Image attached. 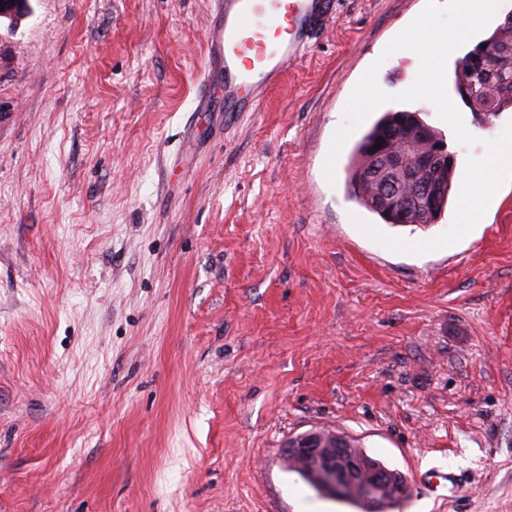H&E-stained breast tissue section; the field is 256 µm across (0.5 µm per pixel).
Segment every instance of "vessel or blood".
<instances>
[{"mask_svg": "<svg viewBox=\"0 0 512 512\" xmlns=\"http://www.w3.org/2000/svg\"><path fill=\"white\" fill-rule=\"evenodd\" d=\"M332 18L331 0H216L198 110L228 118L259 110L265 92L303 55L312 31Z\"/></svg>", "mask_w": 512, "mask_h": 512, "instance_id": "obj_1", "label": "vessel or blood"}]
</instances>
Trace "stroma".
Returning a JSON list of instances; mask_svg holds the SVG:
<instances>
[{"instance_id": "1", "label": "stroma", "mask_w": 512, "mask_h": 512, "mask_svg": "<svg viewBox=\"0 0 512 512\" xmlns=\"http://www.w3.org/2000/svg\"><path fill=\"white\" fill-rule=\"evenodd\" d=\"M427 0H335L259 111H196L215 0H30L0 22V512H361L291 471L345 432L408 479L393 512H512V184L426 241L325 162L360 78ZM457 169L512 112L461 107ZM450 474L430 488L428 470Z\"/></svg>"}]
</instances>
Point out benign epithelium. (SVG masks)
I'll return each mask as SVG.
<instances>
[{
  "label": "benign epithelium",
  "instance_id": "benign-epithelium-1",
  "mask_svg": "<svg viewBox=\"0 0 512 512\" xmlns=\"http://www.w3.org/2000/svg\"><path fill=\"white\" fill-rule=\"evenodd\" d=\"M399 136L396 130L380 148H369L373 164L362 173V179L371 186L373 203L397 207L408 223L418 224L421 219L412 214L402 188L415 184L424 204L435 207L438 192L434 176L455 164V159L445 143L431 138L424 127L402 140ZM341 439L343 436L334 430H313L286 445L283 455L301 460L303 474L318 490L334 498L344 499L351 487L361 486L358 502L365 512H383V498L405 497L407 481L401 473L365 456H354L349 448L336 447Z\"/></svg>",
  "mask_w": 512,
  "mask_h": 512
}]
</instances>
